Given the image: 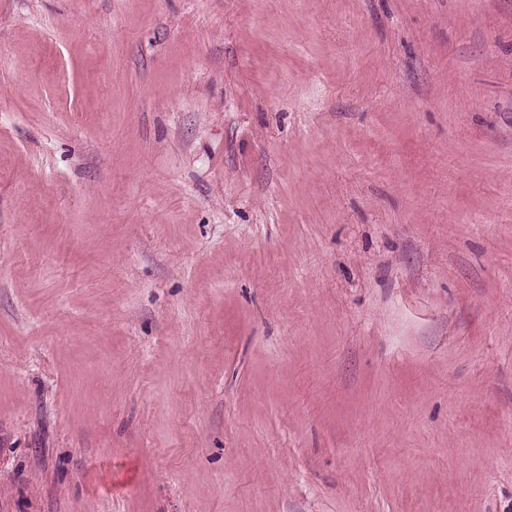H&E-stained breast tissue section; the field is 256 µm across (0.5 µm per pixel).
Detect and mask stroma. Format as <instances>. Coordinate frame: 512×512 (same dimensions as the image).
<instances>
[{
  "label": "stroma",
  "instance_id": "1",
  "mask_svg": "<svg viewBox=\"0 0 512 512\" xmlns=\"http://www.w3.org/2000/svg\"><path fill=\"white\" fill-rule=\"evenodd\" d=\"M0 512H512V0H0Z\"/></svg>",
  "mask_w": 512,
  "mask_h": 512
}]
</instances>
